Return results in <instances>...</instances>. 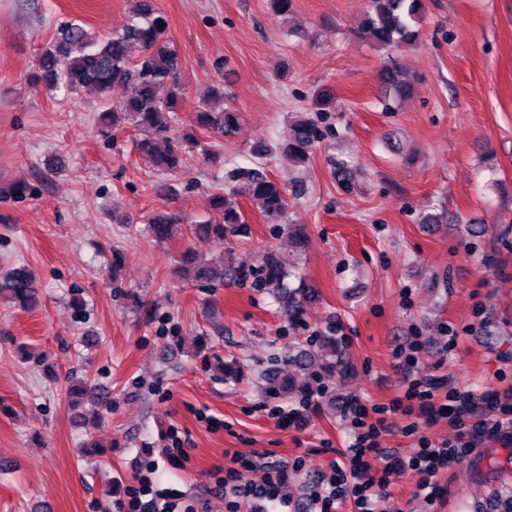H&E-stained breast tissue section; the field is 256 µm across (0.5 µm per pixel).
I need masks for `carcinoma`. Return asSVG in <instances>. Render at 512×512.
Instances as JSON below:
<instances>
[{
    "label": "carcinoma",
    "instance_id": "obj_1",
    "mask_svg": "<svg viewBox=\"0 0 512 512\" xmlns=\"http://www.w3.org/2000/svg\"><path fill=\"white\" fill-rule=\"evenodd\" d=\"M367 11L359 26L361 39L378 47L415 48L422 40L419 21L423 0H367ZM136 19L105 37H97L76 20L57 28L54 37L41 49L38 61L39 80L50 90L74 93L94 89L101 94L120 86L124 97L102 113V135L112 136L121 128L140 132L136 140L139 153L158 172L177 174L181 170V153L199 149L204 161L214 159L210 148L201 145L198 133L220 140L237 133L241 115L220 82L211 87L199 105L192 125L178 124V113L186 104L185 88L180 81V54L168 37V20L156 7L154 0H136ZM378 78L385 95L395 100L411 96L414 76L403 71L391 59L381 65ZM321 139L317 125L308 117H300L290 125L288 138L272 147L261 145L265 155L276 153L294 165L309 161L313 149ZM230 178L244 182L247 194L257 209L266 216H278L288 207L286 189L258 168L235 169ZM231 187L224 193L211 195V209L223 216L219 224H189L191 237L228 242L242 232L247 219ZM179 225L170 217H155L147 231L159 241L176 237ZM125 256L112 250L103 274L112 282V288L126 298L136 300L140 312L149 313L147 305L136 299L134 292L124 289L118 275ZM183 280L198 288H214L238 279L252 278L259 288L277 294L279 303L289 317L295 319L303 301L294 294H286L288 275L283 257L271 249L263 254L257 270H246L229 264L213 265L197 258L192 248L181 254ZM39 283L26 266L14 267L0 277V299L23 307H32L39 299ZM347 371L343 348L334 336L318 335L302 346L288 345L284 368L265 376L266 391L274 396H288L298 390L306 397L314 396L310 384L319 374ZM80 390L94 403L96 415L112 407V394L102 387L90 385L89 378L81 379Z\"/></svg>",
    "mask_w": 512,
    "mask_h": 512
}]
</instances>
